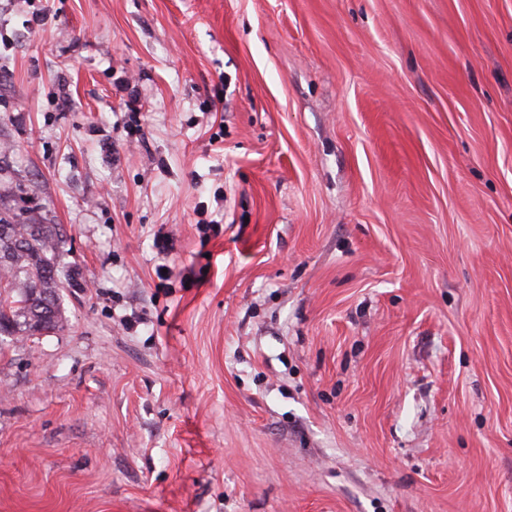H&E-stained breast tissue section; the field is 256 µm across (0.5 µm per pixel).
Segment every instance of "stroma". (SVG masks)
I'll return each mask as SVG.
<instances>
[{"label":"stroma","mask_w":512,"mask_h":512,"mask_svg":"<svg viewBox=\"0 0 512 512\" xmlns=\"http://www.w3.org/2000/svg\"><path fill=\"white\" fill-rule=\"evenodd\" d=\"M0 200V512H512V0H0ZM0 208V336H34L62 327L60 258L65 240L54 227ZM8 232L2 236L1 228Z\"/></svg>","instance_id":"obj_1"}]
</instances>
